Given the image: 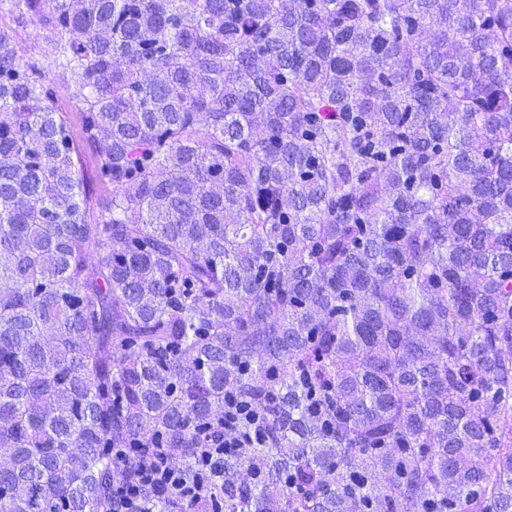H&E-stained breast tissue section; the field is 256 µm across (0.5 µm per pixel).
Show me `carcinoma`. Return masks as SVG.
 <instances>
[{"instance_id":"cac0c4a2","label":"carcinoma","mask_w":512,"mask_h":512,"mask_svg":"<svg viewBox=\"0 0 512 512\" xmlns=\"http://www.w3.org/2000/svg\"><path fill=\"white\" fill-rule=\"evenodd\" d=\"M0 283V512H512V0H0ZM242 420L226 416L224 420V448H208L198 457L197 464L200 476H204L210 486L219 485L224 478V455L241 448L244 442L258 438L259 430L253 435L243 429ZM152 458L147 462L142 450L125 448L117 457V461L126 471L125 480L113 492L111 512H146L148 500L152 496L168 490L174 495H181L186 501L193 500L199 489L187 487L186 481L163 463Z\"/></svg>"}]
</instances>
